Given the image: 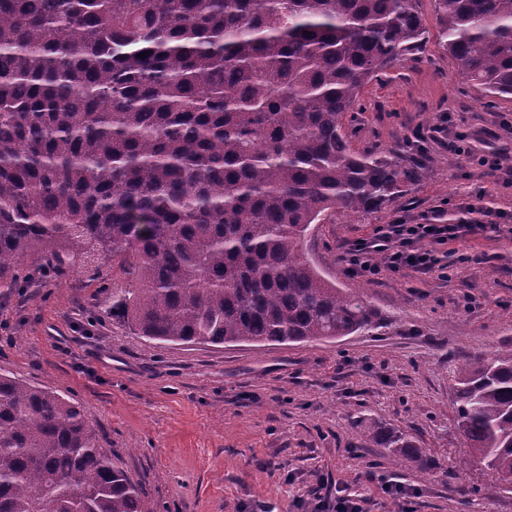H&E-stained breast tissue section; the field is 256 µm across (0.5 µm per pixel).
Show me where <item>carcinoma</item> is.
Segmentation results:
<instances>
[{
  "label": "carcinoma",
  "instance_id": "cac0c4a2",
  "mask_svg": "<svg viewBox=\"0 0 512 512\" xmlns=\"http://www.w3.org/2000/svg\"><path fill=\"white\" fill-rule=\"evenodd\" d=\"M444 49L512 96V0H435ZM419 0H0V283L117 265L112 313L163 343H305L378 313L304 257L425 170L354 150L365 86L426 46ZM148 56L142 58L140 53ZM470 457L512 491V351L452 369ZM431 469L400 431L363 434ZM0 512H156L79 405L0 374Z\"/></svg>",
  "mask_w": 512,
  "mask_h": 512
}]
</instances>
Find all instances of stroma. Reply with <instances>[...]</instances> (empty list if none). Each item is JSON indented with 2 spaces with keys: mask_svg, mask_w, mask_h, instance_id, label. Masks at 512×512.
Listing matches in <instances>:
<instances>
[{
  "mask_svg": "<svg viewBox=\"0 0 512 512\" xmlns=\"http://www.w3.org/2000/svg\"><path fill=\"white\" fill-rule=\"evenodd\" d=\"M423 52L379 75L348 113L358 151L433 163L371 215L313 225L309 261L380 316L376 329L294 344H160L112 315L118 269L0 286V373L58 389L80 405L114 463L157 512H327L348 486L367 512H512L466 455L454 420V363L512 350V96L488 98L439 42L435 0H420ZM442 123L470 136L457 155L416 130ZM503 150L488 172L474 158ZM490 208L501 233L469 236L449 279L415 273L368 283L350 276L343 244L380 224L418 223L435 206L455 223L462 203ZM405 433L434 461L366 444L360 431Z\"/></svg>",
  "mask_w": 512,
  "mask_h": 512,
  "instance_id": "1",
  "label": "stroma"
}]
</instances>
